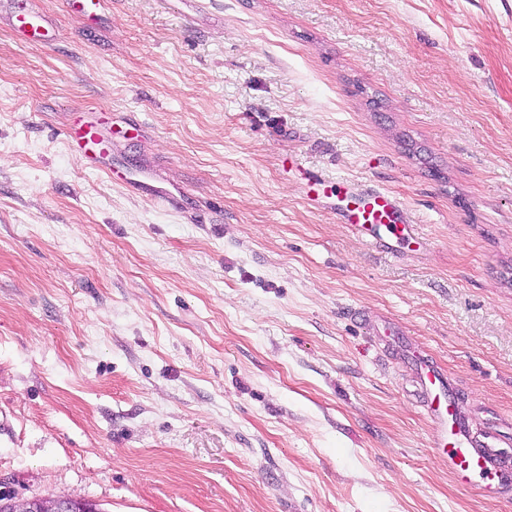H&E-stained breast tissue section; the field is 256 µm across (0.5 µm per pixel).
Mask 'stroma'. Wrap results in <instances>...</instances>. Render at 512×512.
I'll list each match as a JSON object with an SVG mask.
<instances>
[{
    "label": "stroma",
    "instance_id": "1",
    "mask_svg": "<svg viewBox=\"0 0 512 512\" xmlns=\"http://www.w3.org/2000/svg\"><path fill=\"white\" fill-rule=\"evenodd\" d=\"M0 0V491L105 512H512L432 448L414 358L512 456V0ZM173 210L85 169L65 130ZM397 195L390 253L302 198ZM13 4V28L17 37L21 40H29L36 36H45L48 33L50 21L36 11L33 0H12ZM67 145L83 158L87 168L104 171L112 177V167L108 165L111 139L96 121L80 120L67 132ZM144 171H131L124 179L123 184L134 190L147 192L161 202L172 204L175 201L174 192L163 189L150 183L144 176ZM43 510L45 512H97L96 503L85 500L81 495H70L63 498H46L43 500Z\"/></svg>",
    "mask_w": 512,
    "mask_h": 512
}]
</instances>
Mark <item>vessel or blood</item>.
<instances>
[{
    "instance_id": "1",
    "label": "vessel or blood",
    "mask_w": 512,
    "mask_h": 512,
    "mask_svg": "<svg viewBox=\"0 0 512 512\" xmlns=\"http://www.w3.org/2000/svg\"><path fill=\"white\" fill-rule=\"evenodd\" d=\"M12 4L13 28L19 39L26 41L48 30L50 22L35 10L33 0H12ZM67 145L83 158L87 168L108 171L111 140L96 121H79L68 131ZM123 183L167 204L175 200L173 192L153 185L137 170L130 172ZM331 192L341 201L337 213L342 223L376 246L395 250L397 244L410 239L415 231L403 202L391 192L351 189L342 181L332 186L322 174L309 173L305 190L309 201L319 202ZM415 365L428 407L433 443L445 450L449 473L481 490L490 488L498 495L512 493V467L503 464L498 455L476 449L467 421L455 408L454 389L442 370L427 359H417Z\"/></svg>"
}]
</instances>
